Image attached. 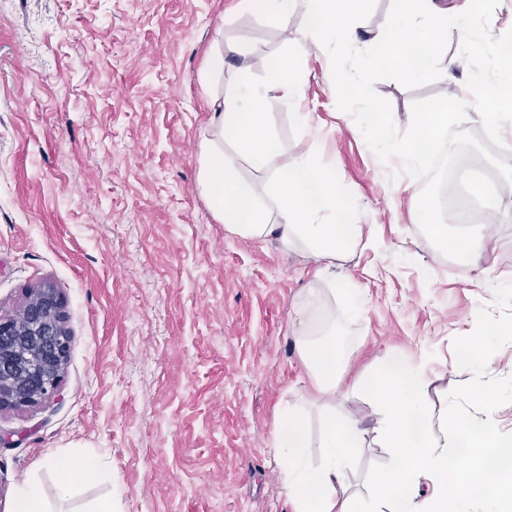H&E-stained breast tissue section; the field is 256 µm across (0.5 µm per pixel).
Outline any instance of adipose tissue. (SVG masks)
<instances>
[{
    "label": "adipose tissue",
    "mask_w": 512,
    "mask_h": 512,
    "mask_svg": "<svg viewBox=\"0 0 512 512\" xmlns=\"http://www.w3.org/2000/svg\"><path fill=\"white\" fill-rule=\"evenodd\" d=\"M244 9L274 19L288 27L295 11L304 16L303 35L314 47L325 44L351 48L359 39L356 20L369 0H242ZM396 7L374 43L393 44L391 55L367 59L368 67L391 63L396 75L412 80L430 74L436 52L451 36H466L465 24L448 27V10L440 0H395ZM262 85L241 82L222 102L211 128L200 142L199 187L213 216L225 230L247 239L273 236L290 250H300L322 264L335 266L357 244L361 227L348 224L346 194L340 188L336 168L318 151L317 142L300 149L288 165H280L282 147L267 121L270 93L297 108L296 118L310 125L312 113L299 111L304 78L290 57L264 66ZM232 141L234 151L224 149ZM268 176L265 195H257L241 178L240 156ZM442 252L468 255L489 249L488 227L481 221L458 231L438 227ZM301 346L320 404L322 438L312 443L297 408L283 414L272 437L294 512H447L455 501L456 512H512V498L490 491L486 474L464 471L461 462L472 453L512 473V460L504 458L512 437L497 430L495 408L485 401L480 416L447 413L433 417L424 397L426 381L415 367L397 355L380 358L370 384L380 398L384 418L379 435L396 466L371 477L374 494L359 498L348 494L345 468L361 442L356 422L338 413L336 395L345 385L348 371L346 344L336 335L329 311L299 314ZM317 446L319 462L311 464L310 446ZM429 481L433 494L421 498L420 481Z\"/></svg>",
    "instance_id": "1"
}]
</instances>
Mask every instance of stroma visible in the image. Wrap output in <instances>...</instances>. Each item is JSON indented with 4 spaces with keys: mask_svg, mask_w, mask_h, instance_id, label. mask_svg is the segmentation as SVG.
Listing matches in <instances>:
<instances>
[{
    "mask_svg": "<svg viewBox=\"0 0 512 512\" xmlns=\"http://www.w3.org/2000/svg\"><path fill=\"white\" fill-rule=\"evenodd\" d=\"M238 0H0V317H19L51 285L66 305L70 349L59 393L0 413V512L25 480L57 512H291L271 447L282 411L316 392L300 357L296 312L329 309L349 345L336 409L363 441L347 472L367 495L391 458L368 389L393 353L423 369L434 415L480 414L496 393L498 430L512 435V334L491 367L458 356L463 337L512 327V221L490 229L493 250L466 263L429 244L415 210L418 181L389 168L338 109L328 54L237 10ZM235 40L211 82L201 74L217 35ZM290 55L361 240L330 272L275 238L227 233L201 194L199 151L209 97L238 79L241 55ZM467 63L409 90L376 83L399 129L414 100L466 88ZM273 134L296 153L306 132L270 98ZM350 282L352 296L334 294ZM83 455L112 471L58 492L44 460Z\"/></svg>",
    "mask_w": 512,
    "mask_h": 512,
    "instance_id": "obj_1",
    "label": "stroma"
}]
</instances>
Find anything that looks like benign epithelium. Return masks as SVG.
Wrapping results in <instances>:
<instances>
[{"label": "benign epithelium", "instance_id": "obj_1", "mask_svg": "<svg viewBox=\"0 0 512 512\" xmlns=\"http://www.w3.org/2000/svg\"><path fill=\"white\" fill-rule=\"evenodd\" d=\"M64 301L52 287L29 296L20 319L0 318V412L60 390L70 348Z\"/></svg>", "mask_w": 512, "mask_h": 512}]
</instances>
